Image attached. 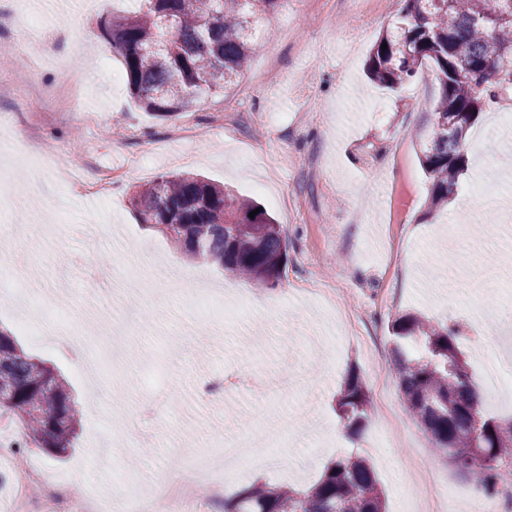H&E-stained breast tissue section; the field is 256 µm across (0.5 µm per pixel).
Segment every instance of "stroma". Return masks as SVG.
I'll list each match as a JSON object with an SVG mask.
<instances>
[{"mask_svg":"<svg viewBox=\"0 0 512 512\" xmlns=\"http://www.w3.org/2000/svg\"><path fill=\"white\" fill-rule=\"evenodd\" d=\"M56 20L30 55H15V29H0V127L27 143L9 158L22 176L0 196V328L23 350L53 363L68 380L80 412L74 448L43 465L104 501L128 491L148 497L209 455L211 439L285 433L268 449L274 466L230 471L216 489L230 498L260 483L301 488L336 457L355 453L375 468L387 512H418L414 460L432 485L452 497L447 512H469L464 492L474 476L450 465L407 413L392 370L389 322L414 313L456 329L474 384L488 361L500 362L503 386L486 409L512 421V332L478 321L465 266L494 272L491 311L512 304V201L479 187L512 172V110L485 106L475 130L495 127L494 141L468 149L458 192L429 211L430 183L420 164L441 90L432 65L398 91L371 84L364 64L382 24L402 0H285L264 17L249 69L197 111L169 120L139 110L122 58L101 35L100 21L129 0H92L88 11L56 0ZM380 22L362 27L363 10ZM82 74V109L62 111L52 98L64 72ZM246 108L238 128L215 117ZM192 124L196 140L175 139ZM79 174L124 170L102 198L81 197L56 181L51 162ZM199 172L272 213L288 243L289 262L273 289L247 286L251 306L215 326L209 314L174 303L171 288H140L133 262L148 254L155 272L223 289L232 276L187 256L140 224L129 198L164 172ZM122 265V287L101 290L90 265ZM135 329L121 331L123 312ZM60 316L84 335L82 358L57 348L45 322ZM371 400V416L350 434L336 410L349 370ZM238 379L222 401L196 393L210 378Z\"/></svg>","mask_w":512,"mask_h":512,"instance_id":"obj_1","label":"stroma"}]
</instances>
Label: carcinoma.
Listing matches in <instances>:
<instances>
[{
  "label": "carcinoma",
  "mask_w": 512,
  "mask_h": 512,
  "mask_svg": "<svg viewBox=\"0 0 512 512\" xmlns=\"http://www.w3.org/2000/svg\"><path fill=\"white\" fill-rule=\"evenodd\" d=\"M282 0H134L125 15L101 23L123 58L136 104L156 119L196 110L233 83L255 52L256 25ZM512 14V0H405L376 40L368 79L397 89L425 63L435 67L441 96L420 162L430 180L429 207L437 211L459 187L465 142L484 103L512 95V72L503 57L512 48V23L489 18ZM387 50H382V44ZM130 203L143 224H171L164 235L185 254L218 264L225 273L273 289L288 266L277 224L259 205L194 173L161 175L136 190ZM393 354L404 403L435 450L463 472L496 489L499 462L512 460V429L487 415L473 389L456 336L414 314L390 321ZM370 395L357 372L347 373L337 411L356 433L369 418ZM0 411L23 424L24 440L59 459L73 448L79 410L63 378L0 330ZM224 512H386L375 471L358 454L336 458L307 491L254 486L224 500Z\"/></svg>",
  "instance_id": "obj_1"
}]
</instances>
